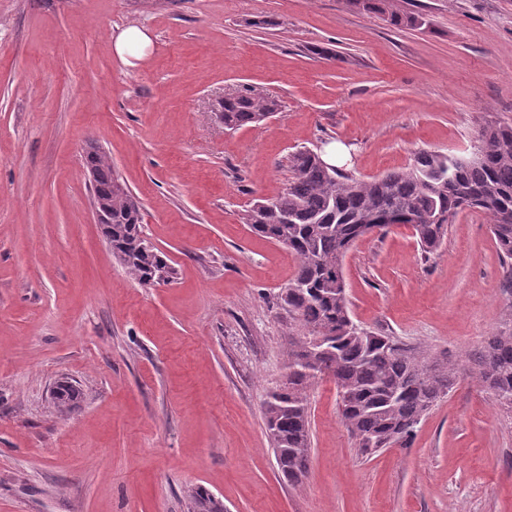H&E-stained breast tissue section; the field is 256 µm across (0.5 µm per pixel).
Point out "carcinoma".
Segmentation results:
<instances>
[{
	"label": "carcinoma",
	"instance_id": "obj_1",
	"mask_svg": "<svg viewBox=\"0 0 512 512\" xmlns=\"http://www.w3.org/2000/svg\"><path fill=\"white\" fill-rule=\"evenodd\" d=\"M359 11L377 13L398 29L422 25L394 0H347ZM279 110L278 102L252 90L224 100L220 118L237 130L259 125ZM93 195L112 198V257L139 284L174 279L165 256L145 237L140 202L121 191L112 164L98 153ZM290 177L282 193L258 201L243 215L251 230L286 247L297 260L294 278L280 295L303 335L288 349V379L264 402V417L279 473L301 483L310 463L309 389L324 379L336 384L340 420L362 453L374 454L414 436L432 407L453 388L457 364L400 340L357 325L351 318L343 261L362 237L384 231L380 215L397 222L414 216L413 236L425 254L441 248L448 225L464 210L485 213L507 278L512 279V126L488 122L477 145L462 155L421 150L404 170L357 179L309 149L288 157ZM321 336L323 341L314 342ZM478 380L495 403L512 411V329L487 337L471 355ZM79 391L63 382L55 403L69 409ZM196 512H224V501L198 488Z\"/></svg>",
	"mask_w": 512,
	"mask_h": 512
}]
</instances>
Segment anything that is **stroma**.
Segmentation results:
<instances>
[{"mask_svg": "<svg viewBox=\"0 0 512 512\" xmlns=\"http://www.w3.org/2000/svg\"><path fill=\"white\" fill-rule=\"evenodd\" d=\"M396 6L422 27L346 0H0V512H193L200 487L227 512H512V413L470 358L512 328V281L479 211L437 254L396 224L344 260L356 324L459 365L408 444L361 455L329 381L309 392L303 483L265 430L296 261L242 216L285 188L289 154L338 145L369 179L512 124V0ZM130 24L152 40L134 67L111 41ZM246 87L281 108L225 130L212 101ZM92 151L173 282L141 286L113 259ZM61 380L81 393L63 413Z\"/></svg>", "mask_w": 512, "mask_h": 512, "instance_id": "obj_1", "label": "stroma"}]
</instances>
